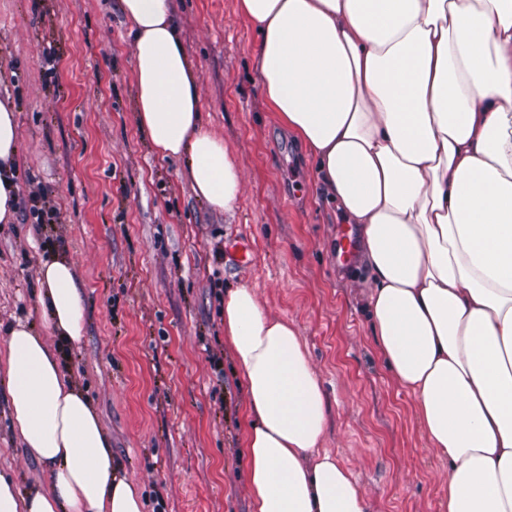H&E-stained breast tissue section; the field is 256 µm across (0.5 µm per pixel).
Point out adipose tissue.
<instances>
[{"instance_id":"1","label":"adipose tissue","mask_w":512,"mask_h":512,"mask_svg":"<svg viewBox=\"0 0 512 512\" xmlns=\"http://www.w3.org/2000/svg\"><path fill=\"white\" fill-rule=\"evenodd\" d=\"M258 28L261 92L307 146L317 179L357 225L372 336L417 398L448 461L440 512H512V0H237ZM135 105L153 152L185 159L198 198L232 211L241 176L206 126L199 74L169 0H119ZM18 131L0 102V223L15 219ZM38 301L59 343H81L74 263L42 259ZM224 338L247 397L251 512H368L320 442L327 403L296 328L253 287L224 296ZM12 427L48 471L0 512H143L112 441L58 352L27 323L7 332Z\"/></svg>"}]
</instances>
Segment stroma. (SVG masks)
Instances as JSON below:
<instances>
[{"label":"stroma","instance_id":"35a3bbf8","mask_svg":"<svg viewBox=\"0 0 512 512\" xmlns=\"http://www.w3.org/2000/svg\"><path fill=\"white\" fill-rule=\"evenodd\" d=\"M171 8L200 72L205 121L242 173L231 214L195 196L184 161L152 152L117 0H0V79L17 115L21 194L15 222L0 224V351L19 319L49 336L40 263L67 252L87 319L63 361L140 487L144 512L159 503L165 512H250L246 395L216 294L252 286L268 315L297 327L327 400L322 446L353 472L369 512H438L448 463L370 334L367 267L336 270L340 211L264 102L255 25L237 0ZM36 193L54 209L51 223L29 217ZM232 240L250 243L249 267L216 259ZM7 384L0 369V470L20 491L48 486L13 432Z\"/></svg>","mask_w":512,"mask_h":512}]
</instances>
